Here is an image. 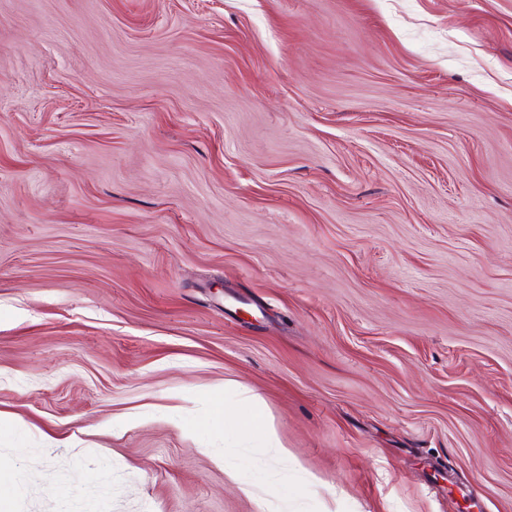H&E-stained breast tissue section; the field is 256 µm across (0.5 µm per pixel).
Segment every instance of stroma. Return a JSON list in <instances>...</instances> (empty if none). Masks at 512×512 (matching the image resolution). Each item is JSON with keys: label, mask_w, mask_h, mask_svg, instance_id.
<instances>
[{"label": "stroma", "mask_w": 512, "mask_h": 512, "mask_svg": "<svg viewBox=\"0 0 512 512\" xmlns=\"http://www.w3.org/2000/svg\"><path fill=\"white\" fill-rule=\"evenodd\" d=\"M260 395L291 450L198 426ZM512 512V0H0V512Z\"/></svg>", "instance_id": "stroma-1"}]
</instances>
